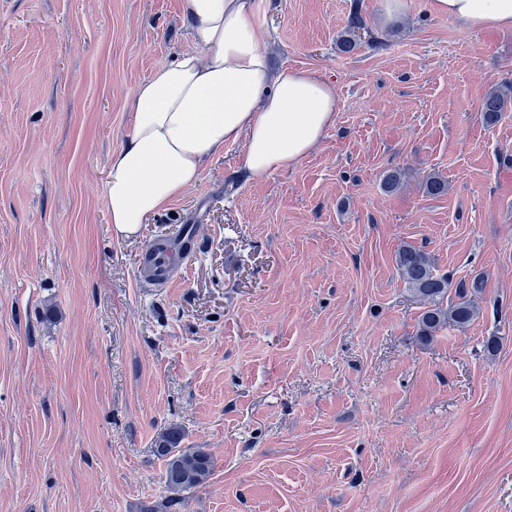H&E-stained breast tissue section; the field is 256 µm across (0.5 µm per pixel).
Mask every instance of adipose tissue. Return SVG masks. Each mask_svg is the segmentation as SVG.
I'll return each instance as SVG.
<instances>
[{
    "label": "adipose tissue",
    "instance_id": "1",
    "mask_svg": "<svg viewBox=\"0 0 512 512\" xmlns=\"http://www.w3.org/2000/svg\"><path fill=\"white\" fill-rule=\"evenodd\" d=\"M271 2L182 0L191 47L137 86L132 130L103 184L116 236L133 238L226 144L244 140L240 165L259 179L299 164L332 125L331 81L270 65L257 33ZM432 9L472 28L512 29V0H432Z\"/></svg>",
    "mask_w": 512,
    "mask_h": 512
}]
</instances>
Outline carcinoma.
<instances>
[{
	"label": "carcinoma",
	"instance_id": "cac0c4a2",
	"mask_svg": "<svg viewBox=\"0 0 512 512\" xmlns=\"http://www.w3.org/2000/svg\"><path fill=\"white\" fill-rule=\"evenodd\" d=\"M364 27L359 4H354L347 35L340 40V47L349 53L357 46L355 31ZM512 102V82L505 81L491 89L482 101V117L486 124L498 121L507 104ZM395 262L408 289L422 297L428 307L421 313L419 334L427 339L447 326L465 328L478 316L477 295L482 291L484 280L474 277L470 282H460L450 288V279L438 275L430 256L414 246H402L395 255ZM182 432L170 427L163 433L154 449L155 454L165 462L164 483L170 491H185L196 488L207 481L212 473L210 456L201 450L180 447Z\"/></svg>",
	"mask_w": 512,
	"mask_h": 512
}]
</instances>
